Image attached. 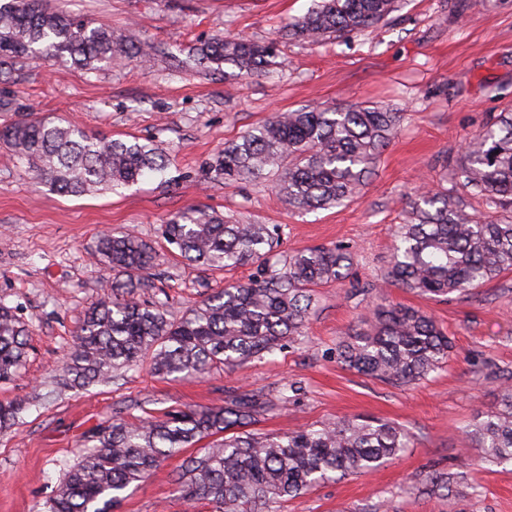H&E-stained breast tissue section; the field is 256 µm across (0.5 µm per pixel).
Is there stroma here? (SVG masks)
I'll use <instances>...</instances> for the list:
<instances>
[{"mask_svg":"<svg viewBox=\"0 0 512 512\" xmlns=\"http://www.w3.org/2000/svg\"><path fill=\"white\" fill-rule=\"evenodd\" d=\"M114 34L188 50L216 36L276 41L273 63L252 76L175 73L161 60L99 71L37 60L0 82V128L22 119L72 122L105 139H152L169 156L165 180L123 193L63 196L0 147V302L29 326L19 376L0 384V402L24 406L20 423L0 431V512H40L64 467L84 450L91 429L118 416L159 417L223 405L248 390L273 400L253 429L284 434L338 417L365 416L405 427L413 445L370 475L317 485L277 503V512H512V465L489 464L459 433L512 382V270L436 302L395 285L376 286L393 235L422 184L462 193L455 167L464 144L490 118L512 110V0H399L377 28L311 43L278 38L314 0H45ZM362 103L401 113L397 137L358 196L339 207L289 210L270 181H214L205 164L225 142L274 113L306 106ZM208 208L243 223L282 225L280 250L339 244L352 258L345 281L316 288L302 336L275 355L236 371L196 378L154 375L148 365L110 382L73 388L45 402L38 395L69 353L82 315L104 300L115 276L95 262L98 238L131 232L151 244L155 268L138 301L180 318L253 267L204 270L183 261L163 236L175 212ZM420 308L448 332L454 350L442 368L402 385L343 366L337 343L377 302ZM174 457L131 486L114 512H212L177 493ZM455 477L454 497L427 494L435 473Z\"/></svg>","mask_w":512,"mask_h":512,"instance_id":"1","label":"stroma"}]
</instances>
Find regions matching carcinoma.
<instances>
[{
	"instance_id": "obj_1",
	"label": "carcinoma",
	"mask_w": 512,
	"mask_h": 512,
	"mask_svg": "<svg viewBox=\"0 0 512 512\" xmlns=\"http://www.w3.org/2000/svg\"><path fill=\"white\" fill-rule=\"evenodd\" d=\"M395 8L396 0H318L308 14L289 20L279 38H342L378 25ZM161 53L152 43L116 38L111 29L50 10L41 0L0 3V79L35 60L93 71ZM274 55V43L246 37H216L192 50L205 71L230 65L247 76L264 70ZM400 122V113L364 104L278 113L224 144L208 173L238 183L273 171L274 191L289 207H336L353 200ZM0 142L62 195L116 192L145 177H162L168 168L153 140L105 142L46 119L17 121L0 131ZM457 175L471 195L512 213V112L499 113L466 144ZM163 234L189 265H250L256 274L224 286L173 321L157 306L133 299L154 266L151 246L130 233L104 236L95 251L98 261L126 279L112 282L110 296L85 312L60 367L61 387L106 381L145 356L158 375L193 377L281 351L302 335L313 289L344 279L351 261L336 245L280 257L281 225L242 224L200 207L174 213ZM506 270H512V220L478 221L461 198L430 187L418 191L409 220L398 226L383 279L437 298L472 291ZM27 336V324L0 304L1 384L13 381L23 365ZM451 349V339L426 311L377 303L369 319L343 337L340 359L361 374L407 384L440 368ZM269 407L263 397L240 392L218 407L97 426L43 512H110L161 462L208 438L212 442L180 465L175 485L186 501L207 500L213 512H262L321 482L371 474L413 443L401 425L361 417L285 435L246 430ZM21 411L20 403H0V429L18 424ZM463 437L477 442L485 459L512 464L511 384L501 387L495 406L480 411Z\"/></svg>"
}]
</instances>
